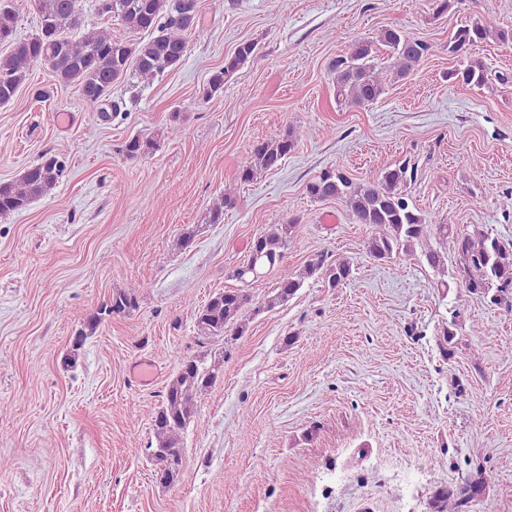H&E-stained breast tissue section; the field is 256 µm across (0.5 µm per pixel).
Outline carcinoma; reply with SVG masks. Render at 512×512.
<instances>
[{
    "label": "carcinoma",
    "instance_id": "cac0c4a2",
    "mask_svg": "<svg viewBox=\"0 0 512 512\" xmlns=\"http://www.w3.org/2000/svg\"><path fill=\"white\" fill-rule=\"evenodd\" d=\"M98 15L121 20L136 39L112 36L105 27H87L74 18L71 0H38L39 20L35 33L16 37V15L11 0H0V43L8 51L0 54V105L9 104L29 80L30 71L38 64L50 68L57 80L74 85L84 105L92 112L117 114L118 102L112 100V84L127 74L151 82L180 68L186 58V35H203L199 26V0H95ZM489 40L512 44V29L505 30L484 16L457 27L448 34V53L461 59L459 67L448 72V81L481 87L487 82V70L476 58L475 50ZM257 43H238L224 57V65L210 74L201 96L209 100L224 92V84L244 64L255 59ZM430 49L426 42L405 32L385 28L376 37L358 38L348 50L333 59L329 71L333 77L336 103L362 107L375 103L384 93V78L399 81L416 70ZM300 132L288 128L282 135L257 141L243 159L238 178L250 183L263 173L278 168L298 146ZM157 140L134 135L125 140L122 155L138 160L153 155ZM65 169L55 155L44 154L21 175L0 182V218L19 213L56 188ZM414 180V170L406 163L392 164L372 179L356 180L339 169H325L308 181L307 195L315 201L339 200L345 204L353 220L373 227L367 252L377 261H387L404 254L411 256L414 247L435 234L442 244H452L458 283L466 292L477 295L493 306L512 310V241L503 240L478 230L465 231L444 224L425 214L407 192ZM235 205L228 194L207 209V224L224 223V209ZM301 219L290 218L276 224L251 241L247 259L238 266L233 277L249 284L283 265L285 251L298 232ZM350 262L328 261L320 253L308 259L294 272H284L268 298L267 307L292 298L305 281L319 277L329 288L349 281ZM252 296L241 288L213 293L195 311V324L205 339L236 340L243 336L245 314L251 309ZM136 308V297L117 291L95 310L85 314L73 334L68 362H76L89 336L104 322L130 314ZM222 367L221 357L206 355L185 358L179 363L175 377L166 387L162 403L153 419L154 441L144 449L153 459L159 453L182 455L181 434L197 411L196 398L212 388ZM488 485L485 472L478 470L454 487H444L432 496V512H465L468 504L482 496Z\"/></svg>",
    "mask_w": 512,
    "mask_h": 512
}]
</instances>
